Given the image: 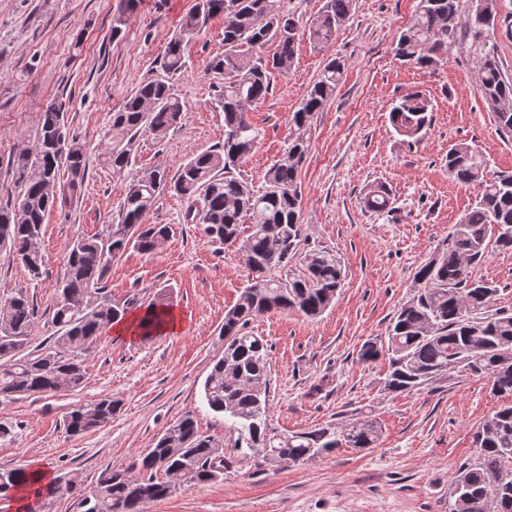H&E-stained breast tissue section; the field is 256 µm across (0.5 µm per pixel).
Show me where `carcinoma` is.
Here are the masks:
<instances>
[{
    "label": "carcinoma",
    "mask_w": 512,
    "mask_h": 512,
    "mask_svg": "<svg viewBox=\"0 0 512 512\" xmlns=\"http://www.w3.org/2000/svg\"><path fill=\"white\" fill-rule=\"evenodd\" d=\"M283 2L194 0L168 43L163 76L140 83L123 109L112 114L102 157L121 174L140 135L163 139L180 123L183 105L171 78L185 67L186 45L211 18L224 16V53L210 64L218 79L213 101L224 112V143L191 157L174 178L158 166L137 171L112 223L73 243L66 272L57 284L53 340L30 347L35 312L26 291L18 289L0 300V403L17 396L74 391L84 382V363L99 336L126 316V308L105 295L112 262L130 246L151 253L167 235V226L146 223L162 193L186 199L185 221L202 225L211 242L238 245L248 270L247 285L224 313V356L215 361L203 385L204 403L224 415V425L236 434L234 443L229 448L214 443L199 432L194 415L187 412L172 424L176 435L164 433L142 457L139 475L128 468L104 469L82 498L86 512H143L145 504L175 491L176 482L204 484L245 460L258 458L262 464L285 468L338 448H374L381 438V424L370 412L346 425L331 423L292 434L267 429V343L245 327L272 311L295 310L316 318L333 303L345 280L340 258L328 251H311L300 270L278 275L305 240L299 169L309 150L310 119L343 78L339 58L327 62L293 112L295 138L267 169L263 188L254 189L240 174L261 137L247 109L269 94L273 74L291 70L299 35L317 46L330 44L349 20L353 0H324L306 26L284 9ZM495 21L485 14L482 0H472L465 16L460 0H419L417 13L398 37L394 56L405 64L435 70L460 39L469 40L498 131L512 138V78L503 75L489 47ZM269 43L276 51L267 58L264 48ZM431 114L426 95L412 91L398 99L389 118L399 136L416 143L427 133ZM446 165L454 181L478 189L476 203L453 225L448 248L419 268L420 288L395 313L388 327L384 387L392 394L417 392L458 368L489 376L493 394L512 398V313L490 312L496 289L469 275V268L484 261L490 247L512 250V172L486 177L485 152L467 143L448 149ZM10 169L20 191L17 202L0 207V250L9 251L36 279L43 266L39 241L44 220L77 195L86 177L84 146L69 137L60 105H46L34 143L16 148ZM362 204L376 214L393 210L391 193L383 183L370 185ZM167 314L166 303L153 304L142 332L165 323ZM117 408L110 397L77 404L67 415V430L80 435L101 428ZM475 442L478 455L461 464L452 478L448 512H512V403L483 423ZM23 486V469L0 470L1 498ZM76 492L83 489L74 479L57 478L51 488H36L33 495L38 501Z\"/></svg>",
    "instance_id": "cac0c4a2"
}]
</instances>
